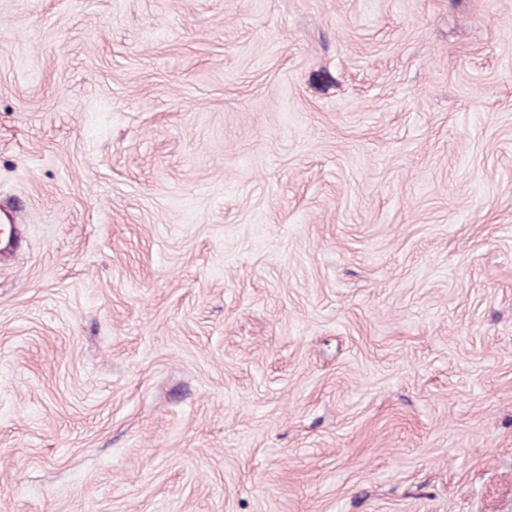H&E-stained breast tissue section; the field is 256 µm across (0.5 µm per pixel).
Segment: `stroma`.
<instances>
[{
  "label": "stroma",
  "mask_w": 512,
  "mask_h": 512,
  "mask_svg": "<svg viewBox=\"0 0 512 512\" xmlns=\"http://www.w3.org/2000/svg\"><path fill=\"white\" fill-rule=\"evenodd\" d=\"M0 512H512V0H0Z\"/></svg>",
  "instance_id": "obj_1"
}]
</instances>
